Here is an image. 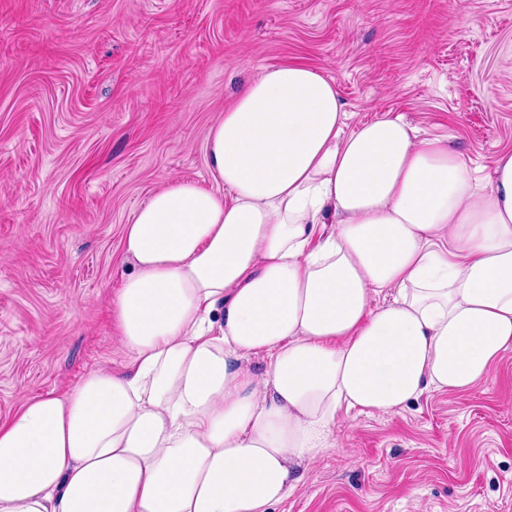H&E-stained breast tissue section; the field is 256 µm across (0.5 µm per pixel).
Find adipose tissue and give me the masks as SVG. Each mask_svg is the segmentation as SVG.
<instances>
[{"instance_id": "adipose-tissue-1", "label": "adipose tissue", "mask_w": 512, "mask_h": 512, "mask_svg": "<svg viewBox=\"0 0 512 512\" xmlns=\"http://www.w3.org/2000/svg\"><path fill=\"white\" fill-rule=\"evenodd\" d=\"M346 119L313 68L264 69L209 133L214 188L133 212L128 369L0 424V512H270L341 409L491 375L512 350V151L484 185L447 136Z\"/></svg>"}]
</instances>
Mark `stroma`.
Segmentation results:
<instances>
[{"mask_svg":"<svg viewBox=\"0 0 512 512\" xmlns=\"http://www.w3.org/2000/svg\"><path fill=\"white\" fill-rule=\"evenodd\" d=\"M332 79L347 127L448 135L485 176L512 149V0H0V421L125 371L123 226L204 186L211 126L270 66ZM272 512H512V351L465 393L341 413Z\"/></svg>","mask_w":512,"mask_h":512,"instance_id":"1","label":"stroma"}]
</instances>
